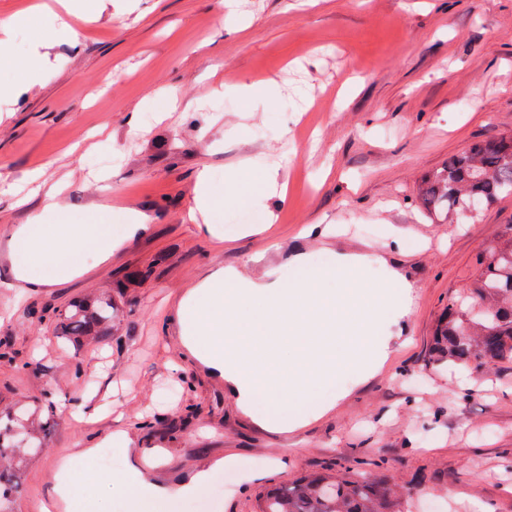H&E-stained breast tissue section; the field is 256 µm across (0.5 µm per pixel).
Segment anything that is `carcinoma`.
Segmentation results:
<instances>
[{
  "label": "carcinoma",
  "instance_id": "carcinoma-1",
  "mask_svg": "<svg viewBox=\"0 0 512 512\" xmlns=\"http://www.w3.org/2000/svg\"><path fill=\"white\" fill-rule=\"evenodd\" d=\"M512 195V137L490 139L453 155L429 174L420 190L422 205L436 216L467 211L470 201L485 203ZM479 271L464 296L448 304L439 326L434 355L439 360L479 369L512 363V224L479 257ZM112 301L78 304L64 316V336H108ZM26 429L21 418L0 426V512L17 494L12 466L16 437ZM394 491L377 475L355 474L304 480L266 500L262 512H395Z\"/></svg>",
  "mask_w": 512,
  "mask_h": 512
}]
</instances>
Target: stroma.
<instances>
[{"instance_id": "1", "label": "stroma", "mask_w": 512, "mask_h": 512, "mask_svg": "<svg viewBox=\"0 0 512 512\" xmlns=\"http://www.w3.org/2000/svg\"><path fill=\"white\" fill-rule=\"evenodd\" d=\"M66 21L76 40L47 48L39 26L11 33V54L44 49L51 66L0 104V413L30 411L41 428L11 512H41L58 463L120 429L132 449L116 451L112 482L97 463L71 467L106 512H129L112 484L133 469L175 496L148 512H185L180 490L201 469L207 512H261L304 479L364 471L404 492L397 512L427 495L450 512H512V363L463 389L465 367L429 357L449 302L512 224V197L434 221L418 195L448 157L512 135V0H112ZM256 81L268 93L241 94ZM271 166L286 199L255 186ZM202 170L236 192L209 212L210 234L189 218ZM35 171L64 181L58 211L43 212ZM139 214L148 231L102 263L83 252L85 275L15 283L18 225ZM340 252L375 256L367 283L396 272L411 289L375 324L383 365L338 374L317 391L325 413L285 431L184 347L180 302L223 268L289 288ZM103 295L110 336L57 333Z\"/></svg>"}]
</instances>
